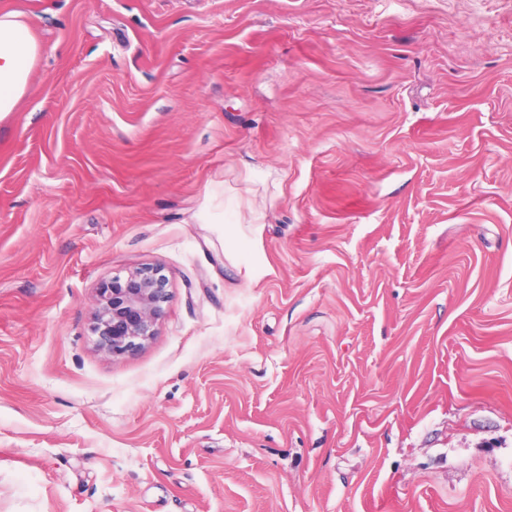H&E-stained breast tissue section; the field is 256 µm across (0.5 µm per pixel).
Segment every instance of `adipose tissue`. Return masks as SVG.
<instances>
[{
    "mask_svg": "<svg viewBox=\"0 0 512 512\" xmlns=\"http://www.w3.org/2000/svg\"><path fill=\"white\" fill-rule=\"evenodd\" d=\"M39 54L23 15L0 12V120L17 111Z\"/></svg>",
    "mask_w": 512,
    "mask_h": 512,
    "instance_id": "1",
    "label": "adipose tissue"
}]
</instances>
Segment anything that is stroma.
Returning <instances> with one entry per match:
<instances>
[{
  "label": "stroma",
  "mask_w": 512,
  "mask_h": 512,
  "mask_svg": "<svg viewBox=\"0 0 512 512\" xmlns=\"http://www.w3.org/2000/svg\"><path fill=\"white\" fill-rule=\"evenodd\" d=\"M0 9V512H512V0ZM39 54L24 16L0 12V120L18 110ZM158 267H140L98 288L90 324L97 347L111 357L132 354L155 336L169 301Z\"/></svg>",
  "instance_id": "stroma-1"
}]
</instances>
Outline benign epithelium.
<instances>
[{
  "label": "benign epithelium",
  "instance_id": "1",
  "mask_svg": "<svg viewBox=\"0 0 512 512\" xmlns=\"http://www.w3.org/2000/svg\"><path fill=\"white\" fill-rule=\"evenodd\" d=\"M158 267H140L98 288L90 324L97 347L111 357L132 354L155 336L169 301Z\"/></svg>",
  "mask_w": 512,
  "mask_h": 512
}]
</instances>
